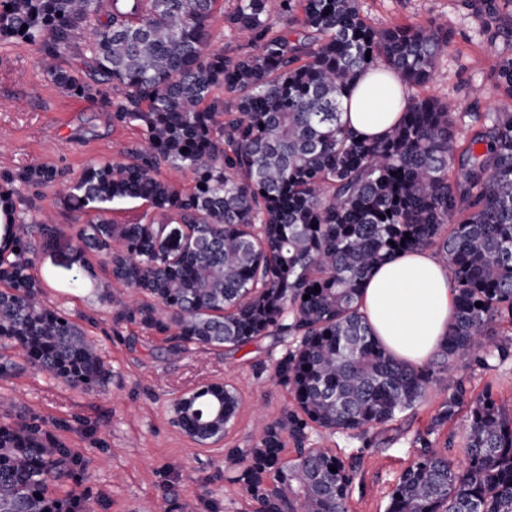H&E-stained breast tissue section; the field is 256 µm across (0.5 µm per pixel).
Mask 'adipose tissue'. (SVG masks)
Instances as JSON below:
<instances>
[{
    "label": "adipose tissue",
    "mask_w": 512,
    "mask_h": 512,
    "mask_svg": "<svg viewBox=\"0 0 512 512\" xmlns=\"http://www.w3.org/2000/svg\"><path fill=\"white\" fill-rule=\"evenodd\" d=\"M364 77L345 103L347 124L367 138L381 136L399 118ZM362 311L380 342L399 360L422 365L443 342L456 296L447 269L430 251L409 252L381 264L362 289Z\"/></svg>",
    "instance_id": "adipose-tissue-1"
}]
</instances>
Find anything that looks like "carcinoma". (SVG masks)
<instances>
[{
    "mask_svg": "<svg viewBox=\"0 0 512 512\" xmlns=\"http://www.w3.org/2000/svg\"><path fill=\"white\" fill-rule=\"evenodd\" d=\"M217 2L0 0V41L52 61L79 53L84 74L55 65L53 83L140 132L138 146L87 166L67 195L100 212L137 199L152 209L138 224L100 217L77 233L79 253L103 257L122 287L101 288L113 332L135 324L178 350L295 337L274 368L294 405L224 462L254 512H350L356 468L311 446L314 432L364 436L415 406L454 361L512 360L500 340L501 326L512 329V108L464 115L425 93L451 41L432 22L374 28L360 0H236L224 22L254 51L231 57L212 40ZM460 4L506 46L492 87L512 99V0ZM383 68L409 89L406 108L383 136L363 139L343 121L344 101L359 76ZM467 117L478 130L465 141ZM164 168L191 172L193 187ZM65 178L47 165L0 172V379L17 369L14 349L36 372L102 392L97 349L42 301L34 274L36 243L57 228L39 212L18 217L35 209L19 186L36 196ZM430 248L446 260L457 311L418 368L376 338L361 291L380 263ZM239 407L232 386H201L180 427L200 444L220 441L224 431L209 427L232 425ZM463 409L456 448L439 431ZM72 430L0 399V512H92L76 491L54 496L90 466L58 436ZM413 444L387 512H512V415L492 393L474 396L458 379Z\"/></svg>",
    "mask_w": 512,
    "mask_h": 512,
    "instance_id": "1",
    "label": "carcinoma"
}]
</instances>
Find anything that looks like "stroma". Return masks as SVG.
Wrapping results in <instances>:
<instances>
[{"label":"stroma","instance_id":"1","mask_svg":"<svg viewBox=\"0 0 512 512\" xmlns=\"http://www.w3.org/2000/svg\"><path fill=\"white\" fill-rule=\"evenodd\" d=\"M360 3L363 16L376 27L433 20L446 24L451 44L429 92L455 102L461 112L503 107L490 80L502 47L487 39L480 20L459 0ZM50 66L26 42H0V172L33 164L65 169L64 183L44 188L36 200L60 228L53 246L38 249L36 270L44 300L64 310L96 343L110 382L106 394H86L24 365L15 376L0 380V394L12 396L18 409L72 424L63 438L91 460L80 489L91 497L93 512H207L201 500L206 490L221 500L224 512H250L229 481L224 456L227 449L251 447L257 414L273 418L290 403L288 391L273 377L289 339L271 335L238 350L175 351L165 336L134 325L114 328L99 299L104 275L74 286L72 277L81 264L76 233L97 213L68 209L64 196L88 164L118 157L138 145L140 135L113 127L108 113L62 93L48 75ZM452 375L465 378L474 392L491 391L505 410H512V361L488 369L462 361ZM214 381L232 385L241 407L223 440L201 445L174 424L173 404ZM448 395L447 388L431 389L386 429L361 438L342 433L314 438L315 446L355 457L352 512H386L389 495L412 458L416 433L425 430Z\"/></svg>","mask_w":512,"mask_h":512}]
</instances>
